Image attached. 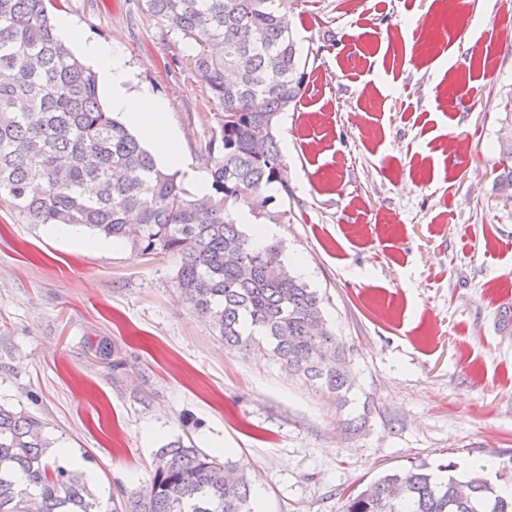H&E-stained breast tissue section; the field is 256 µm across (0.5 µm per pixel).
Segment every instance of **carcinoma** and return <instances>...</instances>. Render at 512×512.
Segmentation results:
<instances>
[{
  "mask_svg": "<svg viewBox=\"0 0 512 512\" xmlns=\"http://www.w3.org/2000/svg\"><path fill=\"white\" fill-rule=\"evenodd\" d=\"M62 0H0V199L32 224L85 226L142 255L173 254L185 303L224 346H258L348 404L346 350L323 300L284 262L276 243L239 228L228 205L254 210L281 181L278 115L295 103L305 67L279 0H140L176 42L223 109L212 157L213 193L184 196L98 98L96 72L54 34ZM498 189L512 202V140L499 146ZM247 190L243 196L241 190ZM46 423L0 404V512H105L74 464L51 460ZM496 485L473 471L439 481L429 466L385 473L347 497L345 512H512V458ZM243 465L181 440L155 453L145 488L122 512H254Z\"/></svg>",
  "mask_w": 512,
  "mask_h": 512,
  "instance_id": "obj_1",
  "label": "carcinoma"
}]
</instances>
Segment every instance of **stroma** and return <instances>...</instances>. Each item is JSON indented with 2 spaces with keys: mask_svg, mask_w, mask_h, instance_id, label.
<instances>
[{
  "mask_svg": "<svg viewBox=\"0 0 512 512\" xmlns=\"http://www.w3.org/2000/svg\"><path fill=\"white\" fill-rule=\"evenodd\" d=\"M306 79L275 138L287 187L258 218L348 353V406L259 349L224 347L180 299L172 254L100 250L0 202V404L40 417L105 497L175 439L244 465L264 512H344L346 492L425 462L512 459V0H283ZM167 104L206 162L219 106L139 0H66ZM365 415L358 431L347 416ZM500 172L497 176L498 189L506 201L512 202V139L501 142L499 146Z\"/></svg>",
  "mask_w": 512,
  "mask_h": 512,
  "instance_id": "obj_1",
  "label": "stroma"
}]
</instances>
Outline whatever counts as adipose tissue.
Masks as SVG:
<instances>
[{
	"label": "adipose tissue",
	"mask_w": 512,
	"mask_h": 512,
	"mask_svg": "<svg viewBox=\"0 0 512 512\" xmlns=\"http://www.w3.org/2000/svg\"><path fill=\"white\" fill-rule=\"evenodd\" d=\"M57 38L66 43L80 44L84 57L98 73V80L107 92L113 112L121 114L135 127L166 164L185 173L186 183L198 197L209 192V177L204 169L193 166L178 150L175 138L167 126V105L147 87L137 85L132 72L106 40L84 39L71 18L58 17Z\"/></svg>",
	"instance_id": "adipose-tissue-1"
}]
</instances>
